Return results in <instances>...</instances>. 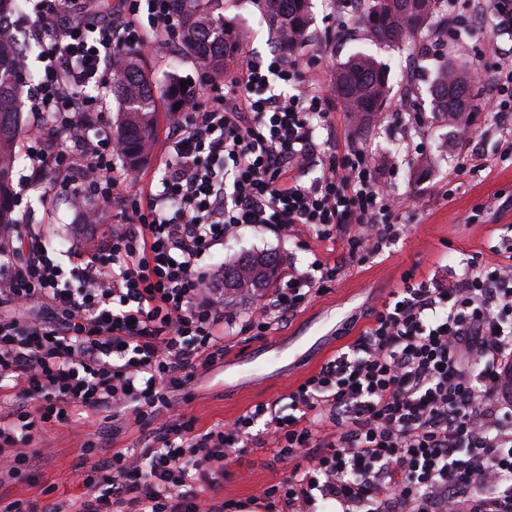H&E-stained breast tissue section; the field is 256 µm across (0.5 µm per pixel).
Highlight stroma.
Instances as JSON below:
<instances>
[{
    "label": "stroma",
    "instance_id": "35a3bbf8",
    "mask_svg": "<svg viewBox=\"0 0 512 512\" xmlns=\"http://www.w3.org/2000/svg\"><path fill=\"white\" fill-rule=\"evenodd\" d=\"M311 3L313 20L308 39L294 57L316 66L323 89L329 93L339 64L363 47L365 34L355 23L340 27V12L329 0ZM207 10L240 34L230 62L248 55L266 57L279 50V36L255 0H209ZM451 16L444 38L426 37L412 49L384 46L378 50V61L389 69L391 87L382 112L363 123L340 109L334 114V133L317 132L322 143L331 135L339 140L352 136L365 143L372 165L395 192L422 197V205L410 204L403 210L400 241L377 257L352 263L329 292L261 337L246 340L238 334L251 314L249 296L227 297L224 325L228 338L223 364L196 377L176 397V413L192 419L196 430L203 432L234 422L259 404L275 405L280 415H288L289 392L353 341L366 326L370 310L401 287L405 272L414 271L419 280L435 275L448 283L453 273L462 272L466 259L483 264L498 262L492 247L512 226V156L503 153L498 118L488 104L487 85L476 83L478 107L463 131L438 120L429 86L440 63L439 41H447L459 63H469L475 54L482 53L488 66H512V29L493 28L495 8L476 11L472 0H453ZM139 58L156 87L159 128L150 157L142 166L146 175L154 177L158 159L166 149L163 126L169 75L198 83L200 96H207L209 89L200 85L203 69L186 51H174L162 42L142 50ZM465 146L481 154L487 166L452 175L454 155ZM52 191L48 181L23 189L21 206L27 209L28 223L40 231L50 254L64 263L71 248L96 249L108 227H86L80 209L63 197L52 207H43L41 196ZM253 252L275 254L282 275L289 266L303 269L314 257L327 255L325 243L306 229L287 237L270 228L245 226L212 249L202 263L218 276L238 257ZM254 349L261 353L258 371L235 365V358ZM156 429V424L137 421L130 414L116 430L111 420L88 410L77 411L68 424L48 423L30 445L34 454L32 482L1 487L0 495L22 496L33 503L35 512H52L56 503L82 493L78 476L93 462L82 450L87 438L99 439L107 449L139 451L152 446ZM292 467V462L274 458L269 446L252 445L246 455L225 466L213 495L250 505L254 512H267L263 492L286 478Z\"/></svg>",
    "mask_w": 512,
    "mask_h": 512
}]
</instances>
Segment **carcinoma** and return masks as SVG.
<instances>
[{
	"label": "carcinoma",
	"instance_id": "1",
	"mask_svg": "<svg viewBox=\"0 0 512 512\" xmlns=\"http://www.w3.org/2000/svg\"><path fill=\"white\" fill-rule=\"evenodd\" d=\"M361 11L354 20L363 25L368 39L382 45H410L424 34L448 27V0H359ZM268 21L278 31L282 44L295 48L305 41L310 16V0H265ZM184 37L189 51L207 71L224 69L226 58L239 41L238 33L223 22L194 12L188 15ZM19 47L0 38V225L12 224L15 196L12 176L21 159L15 152L24 128L17 112L20 86L30 75L16 70ZM112 95L119 101V112L112 133L121 142L122 157L130 167L144 163L155 135V86L143 71L137 57L128 55L112 61ZM334 91L345 110L368 119L380 111L389 89L385 68L373 55L357 52L341 63L336 72ZM433 112L458 125L476 105V96L465 67L444 58L430 85ZM278 258L273 254L247 255L224 268V287L247 292L264 288L274 279Z\"/></svg>",
	"mask_w": 512,
	"mask_h": 512
}]
</instances>
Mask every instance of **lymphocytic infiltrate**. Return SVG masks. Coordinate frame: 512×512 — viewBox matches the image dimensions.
<instances>
[{"label":"lymphocytic infiltrate","mask_w":512,"mask_h":512,"mask_svg":"<svg viewBox=\"0 0 512 512\" xmlns=\"http://www.w3.org/2000/svg\"><path fill=\"white\" fill-rule=\"evenodd\" d=\"M176 0H120L92 13L85 0H36L30 31L44 78L28 99L35 118L31 176L51 179L89 223L113 218L92 253L69 267L24 225L0 233V484L25 481L33 431L88 409L120 421H160L153 447L94 456L83 495L54 512H237L205 492L224 463L268 440L285 460L302 458L270 500L342 512H512V245L503 262H470L452 285L415 280L376 307L347 351L289 393L291 412L268 406L199 433L170 418L174 395L224 361V294L200 260L245 224L322 241L343 239L344 262L315 260L256 297L245 332L266 335L326 293L345 261L381 254L403 233L401 205L382 185L367 149L317 143L332 129L316 74L283 52L246 57L205 75L210 89L178 92L160 190L143 172L114 175L120 150L89 87L112 82V61L180 38ZM321 175L304 183L303 174Z\"/></svg>","instance_id":"f902f5d3"}]
</instances>
